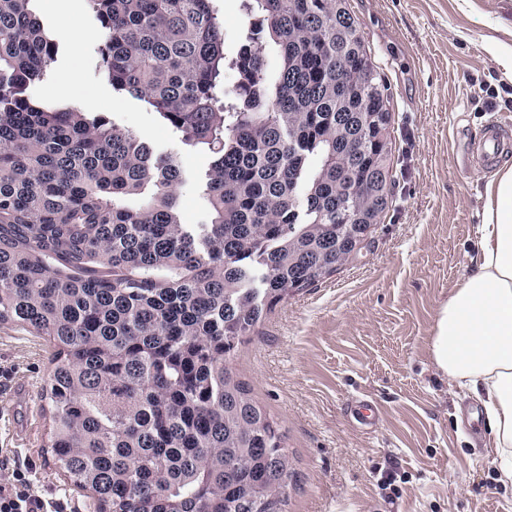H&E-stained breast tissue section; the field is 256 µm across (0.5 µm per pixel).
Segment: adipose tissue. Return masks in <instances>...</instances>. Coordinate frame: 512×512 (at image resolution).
I'll use <instances>...</instances> for the list:
<instances>
[{
  "mask_svg": "<svg viewBox=\"0 0 512 512\" xmlns=\"http://www.w3.org/2000/svg\"><path fill=\"white\" fill-rule=\"evenodd\" d=\"M478 271L439 308L431 354L442 374L482 403L497 480L512 488V167L485 188Z\"/></svg>",
  "mask_w": 512,
  "mask_h": 512,
  "instance_id": "ef3b65f1",
  "label": "adipose tissue"
}]
</instances>
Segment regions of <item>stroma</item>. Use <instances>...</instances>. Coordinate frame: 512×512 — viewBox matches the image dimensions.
I'll list each match as a JSON object with an SVG mask.
<instances>
[{
    "label": "stroma",
    "mask_w": 512,
    "mask_h": 512,
    "mask_svg": "<svg viewBox=\"0 0 512 512\" xmlns=\"http://www.w3.org/2000/svg\"><path fill=\"white\" fill-rule=\"evenodd\" d=\"M68 15L38 0L37 15L64 44L55 76L36 85L53 102L57 78L78 69L88 112L144 134L181 164L183 223L208 221L206 152L138 100L115 93L99 66L97 22L85 0ZM370 60L388 88L390 202L357 253L317 286L289 297L240 347L232 365L254 401L280 423L294 470L287 512H512L497 481L480 402L436 368L435 316L477 272L485 186L467 173L457 130L478 132L489 113L512 133V0H347ZM50 349L22 327L0 325V486L25 465L34 490L94 512L91 499L41 445L38 396ZM376 403L366 428L351 407Z\"/></svg>",
    "instance_id": "obj_1"
}]
</instances>
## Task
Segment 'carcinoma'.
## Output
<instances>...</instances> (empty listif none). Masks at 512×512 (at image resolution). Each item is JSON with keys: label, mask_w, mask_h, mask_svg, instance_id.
Returning <instances> with one entry per match:
<instances>
[{"label": "carcinoma", "mask_w": 512, "mask_h": 512, "mask_svg": "<svg viewBox=\"0 0 512 512\" xmlns=\"http://www.w3.org/2000/svg\"><path fill=\"white\" fill-rule=\"evenodd\" d=\"M35 2L0 0V324L52 349L43 447L97 512H286V435L232 360L388 206L387 88L347 0H239L232 51L215 0H87L113 91L212 156L208 224L144 135L34 96L62 41Z\"/></svg>", "instance_id": "1"}]
</instances>
